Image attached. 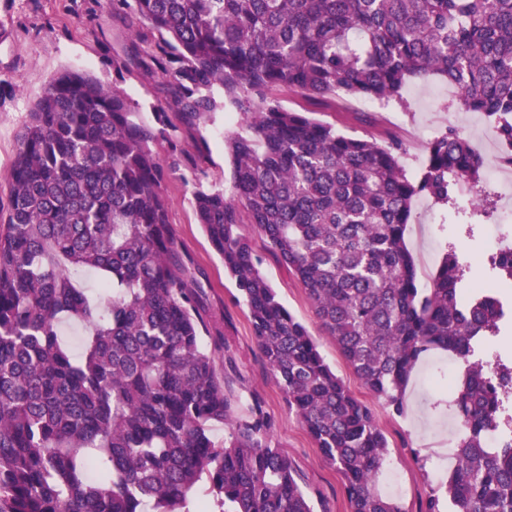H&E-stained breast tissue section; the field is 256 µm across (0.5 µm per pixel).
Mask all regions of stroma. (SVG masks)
<instances>
[{
	"label": "stroma",
	"mask_w": 512,
	"mask_h": 512,
	"mask_svg": "<svg viewBox=\"0 0 512 512\" xmlns=\"http://www.w3.org/2000/svg\"><path fill=\"white\" fill-rule=\"evenodd\" d=\"M154 35L147 23L126 10L115 11L103 0H0V211H7L10 173L19 134L34 102L54 75L76 69L122 91L135 105L139 118L154 123L166 113L170 127L154 149L164 169L162 189L169 203V221L179 251L191 260L205 285L209 320L224 334L227 351L216 358L238 404L245 413L253 397H260L273 420L271 441L291 460L299 481L313 498L316 512H349L341 478L323 459L314 441L288 407L252 335L248 311L237 297L234 282L212 250L196 221L194 194L217 187L232 194L230 166L224 138L239 131L243 116L235 109L218 108L211 119L189 126L166 97L158 75L129 66L118 72L113 58H129L149 51ZM284 108L311 117L360 139L398 141L402 165L419 173L430 139L455 127L482 157L485 167L496 166L502 146L486 118L448 106V84L440 79L409 83L402 102L380 106L365 99H346L343 106L321 103L280 88L269 93ZM486 221L467 237L455 223L452 208L416 201L405 239L412 253L420 287L432 277L449 248L466 253L470 281L487 277L481 239ZM239 231L262 260V271L285 307L303 321L324 360L350 391L368 405L386 435L389 450L380 477L382 493L402 508L419 512L431 487L445 480L447 470L433 469L432 461L459 438L453 400L459 379L448 376V354L433 352L419 365L406 395L403 414L387 409L362 385L335 343L314 317L305 290L288 267L277 261L258 229L249 223Z\"/></svg>",
	"instance_id": "1"
}]
</instances>
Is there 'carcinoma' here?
I'll return each mask as SVG.
<instances>
[{
    "label": "carcinoma",
    "instance_id": "1",
    "mask_svg": "<svg viewBox=\"0 0 512 512\" xmlns=\"http://www.w3.org/2000/svg\"><path fill=\"white\" fill-rule=\"evenodd\" d=\"M159 34L150 65L189 124L218 107L244 115L224 139L234 192L195 195L198 223L246 305L277 386L339 474L350 512H402L377 487L388 440L278 299L239 233L243 216L294 273L315 316L366 387L395 413L420 357L466 363L462 433L447 479L419 512H512V361L480 358L512 322L492 288H474L450 249L429 288L405 243L414 202L446 206L478 187L482 162L450 127L416 177L396 141L349 137L263 93L283 87L388 102L415 80L458 90L512 163V0H106ZM93 76L51 78L21 132L0 226V512H192L210 481L219 512H315L272 420L253 399L234 413L204 319L206 291L176 246L152 144L165 133ZM487 269L512 280V253ZM100 277L93 303L73 280ZM91 332L76 359L59 335ZM224 423V442L210 434Z\"/></svg>",
    "mask_w": 512,
    "mask_h": 512
}]
</instances>
